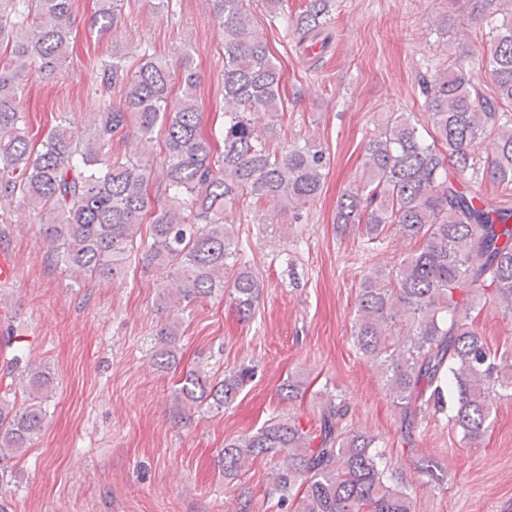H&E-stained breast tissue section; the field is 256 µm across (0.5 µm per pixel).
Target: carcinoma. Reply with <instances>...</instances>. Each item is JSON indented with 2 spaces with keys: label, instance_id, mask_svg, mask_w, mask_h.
Here are the masks:
<instances>
[{
  "label": "carcinoma",
  "instance_id": "cac0c4a2",
  "mask_svg": "<svg viewBox=\"0 0 512 512\" xmlns=\"http://www.w3.org/2000/svg\"><path fill=\"white\" fill-rule=\"evenodd\" d=\"M124 0H100L94 23L107 33L122 23ZM224 28V124L202 131L198 75L189 43L182 48L178 95L167 61L144 46H112L97 92L102 106L81 132L60 120L36 150L21 112L20 79L49 77L69 57L71 0H0V206L30 208L53 261L79 282L115 281L131 257L165 274L159 302L183 313L200 298L229 292L237 313L254 314L259 274L238 262L234 224L226 214L244 204L258 215L274 204L300 210L321 194L325 149L313 142L271 147L280 138L286 104L283 72L267 43L253 35L247 0H211ZM286 0H265L272 21L298 36L304 58L313 41L327 48L330 0H305L296 13ZM490 37L487 93L463 69L448 65L423 78L426 133L410 114L389 116L367 144V170L345 190L335 224L372 244L391 233L418 248L393 267L377 269L358 288L352 336L385 378L406 430L422 411H448L463 438L490 429L503 397L512 398V354L489 347L471 310L482 296L512 312V0H481ZM137 65H129L130 59ZM123 89L118 105L107 98ZM165 131L164 199L149 191L150 160L112 150L114 138ZM487 146L486 157L480 149ZM485 178L501 189L487 198L472 184ZM148 235H143V231ZM180 320L158 330V371L171 368ZM27 398H0V462L31 445L43 429L49 371L27 366ZM254 377L242 366L210 380L197 370L176 389L185 405L223 409ZM302 374L288 376L284 399L304 398ZM345 400L324 392L319 433L295 417H274L224 444V477L253 461L279 456L269 496L292 512H414L412 493L390 472L376 437L343 426Z\"/></svg>",
  "mask_w": 512,
  "mask_h": 512
}]
</instances>
